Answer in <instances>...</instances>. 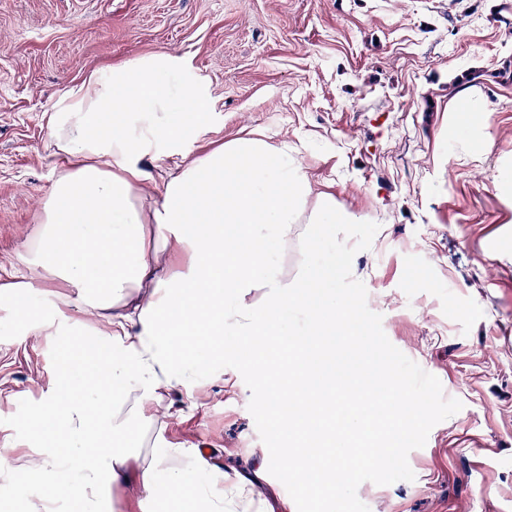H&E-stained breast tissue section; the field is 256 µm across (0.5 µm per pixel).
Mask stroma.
<instances>
[{"instance_id": "stroma-1", "label": "stroma", "mask_w": 512, "mask_h": 512, "mask_svg": "<svg viewBox=\"0 0 512 512\" xmlns=\"http://www.w3.org/2000/svg\"><path fill=\"white\" fill-rule=\"evenodd\" d=\"M178 59L214 109L178 150L243 137L295 151L312 192L378 224L352 275L389 341L462 409L408 463L414 481L362 483L369 512H512V0H0V275L20 268L66 164L51 110L94 73L150 52ZM473 109L467 135L456 105ZM57 347L0 305V446L25 441ZM165 438L251 475L284 447L243 347L166 399ZM267 497L322 512L269 466Z\"/></svg>"}]
</instances>
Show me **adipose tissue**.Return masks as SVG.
Segmentation results:
<instances>
[{"mask_svg": "<svg viewBox=\"0 0 512 512\" xmlns=\"http://www.w3.org/2000/svg\"><path fill=\"white\" fill-rule=\"evenodd\" d=\"M176 70L169 54L144 55L91 76L52 109L51 136L68 165L45 195L22 270L0 283L20 328L51 330L60 342L51 387L27 432L39 450L25 465L29 480L49 494L17 512H50L59 500L93 512L106 487L133 477L154 512H251L255 482L165 440L159 415L172 390L208 382L207 364L223 362L228 334L253 358L274 430L296 442V451L279 449L278 464L340 512L335 497L352 462L395 454L376 447L377 422L405 433L404 418L425 401L397 376L373 391L355 388L347 408L300 389L284 339L289 310L314 288L322 296L321 313L308 318L315 330L356 336L365 315L336 292L345 243L324 261L304 262L293 279L275 261L309 195L287 150L240 138L190 162L173 159L161 202L138 204L153 177L146 159L211 117L209 96L174 87ZM48 275L68 290L64 309L37 298ZM85 312L97 328L82 320Z\"/></svg>", "mask_w": 512, "mask_h": 512, "instance_id": "adipose-tissue-1", "label": "adipose tissue"}]
</instances>
